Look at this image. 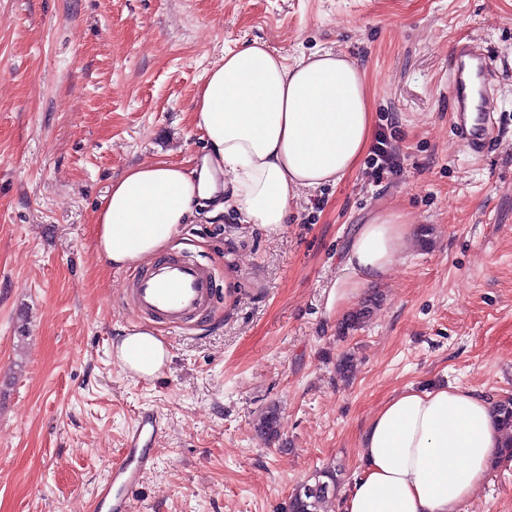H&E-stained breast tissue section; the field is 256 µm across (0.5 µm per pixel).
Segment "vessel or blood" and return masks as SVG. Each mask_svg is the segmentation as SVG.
I'll list each match as a JSON object with an SVG mask.
<instances>
[{
    "label": "vessel or blood",
    "mask_w": 512,
    "mask_h": 512,
    "mask_svg": "<svg viewBox=\"0 0 512 512\" xmlns=\"http://www.w3.org/2000/svg\"><path fill=\"white\" fill-rule=\"evenodd\" d=\"M448 99L456 140L472 155H483L497 141L494 114L499 99L495 74L480 42L454 45ZM129 285V301L140 315L170 329H184L210 314L216 273L191 256L170 253L133 271ZM160 436L157 415L141 412L96 493L94 512H132L133 493L154 460Z\"/></svg>",
    "instance_id": "1"
}]
</instances>
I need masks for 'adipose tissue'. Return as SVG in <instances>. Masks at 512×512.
<instances>
[{
    "label": "adipose tissue",
    "instance_id": "adipose-tissue-1",
    "mask_svg": "<svg viewBox=\"0 0 512 512\" xmlns=\"http://www.w3.org/2000/svg\"><path fill=\"white\" fill-rule=\"evenodd\" d=\"M191 124L209 151L193 165L157 161L128 168L96 212V248L114 267L161 254L207 201L236 210L267 235L282 232L304 188L352 172L369 140L365 73L340 52L287 63L252 42L226 54L199 87ZM404 213L371 215L342 259L329 303L344 309L384 279L406 249ZM126 371L151 378L168 350L153 330L115 340ZM502 432L491 403L454 385L395 392L361 439V462L336 512H463L498 459Z\"/></svg>",
    "mask_w": 512,
    "mask_h": 512
}]
</instances>
